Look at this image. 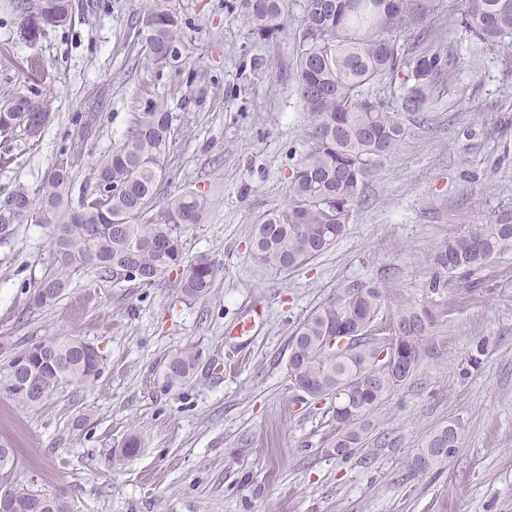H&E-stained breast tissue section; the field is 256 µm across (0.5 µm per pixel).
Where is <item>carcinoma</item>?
I'll return each mask as SVG.
<instances>
[{
    "mask_svg": "<svg viewBox=\"0 0 512 512\" xmlns=\"http://www.w3.org/2000/svg\"><path fill=\"white\" fill-rule=\"evenodd\" d=\"M303 0L296 17L292 0H235L250 34L269 40L287 20L297 33L296 92L309 121V150L292 173L288 209L268 214L255 225L252 257L281 270L298 269L330 250L349 223L370 175L366 165L396 148L402 117L421 121L448 75V58L436 51H415L408 35L423 26L436 0ZM21 30L36 38L48 27L70 20L72 0H13ZM448 25L479 44L497 45L512 38V0H448ZM145 42L148 59L159 64L178 56L176 32L181 17L176 0H145L132 23ZM402 80V93L391 104L373 88ZM53 115L49 100L13 94L0 101V149L10 152L12 137L41 135ZM173 115L162 98L149 100L133 116L123 138L96 159V189L83 193L77 206L64 205L73 188L72 166L53 165L38 201L21 190L11 193L0 215V234L32 210L49 227L54 266L37 283L35 308L56 302L75 270H93L112 280L152 285L182 268L179 291L189 300L210 294L224 266L206 255L184 256L181 232L201 222L208 201L186 192L169 200L167 216L153 223L146 215L166 175ZM512 253V206L497 210L484 224L441 243L430 254L436 269L432 291L448 279H469L492 260ZM382 311L375 288H344L299 321L290 339L289 375L298 391L318 402L330 400L334 435L329 447L349 456L363 446L369 417L388 393L412 376L422 342L434 323L430 309L406 304L390 319L406 368L399 374L374 372L382 338L371 333ZM100 356L75 338H49L19 346L0 367V394L22 408L36 407L64 387H81L96 376ZM195 354L180 350L160 372L167 389L191 378ZM456 423L431 431L413 455L419 473L438 470L459 447ZM16 464V450L0 441V473ZM4 491L23 500H45L43 512H78L74 501L56 491L10 485Z\"/></svg>",
    "mask_w": 512,
    "mask_h": 512,
    "instance_id": "1",
    "label": "carcinoma"
}]
</instances>
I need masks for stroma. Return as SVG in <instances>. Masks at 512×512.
<instances>
[{
	"instance_id": "35a3bbf8",
	"label": "stroma",
	"mask_w": 512,
	"mask_h": 512,
	"mask_svg": "<svg viewBox=\"0 0 512 512\" xmlns=\"http://www.w3.org/2000/svg\"><path fill=\"white\" fill-rule=\"evenodd\" d=\"M11 2L0 0V97H46L54 118L38 141L14 137L0 204L18 189L38 198L62 156L79 200L95 186V159L161 97L173 143L149 218L163 221L171 196L206 197L185 255L224 266L195 301L181 296L177 269L150 286L80 271L53 305L33 308L51 267L49 231L14 221L0 240V344L77 338L101 361L87 385L41 406L0 396V439L18 450L11 482L64 493L80 512H512V253L435 294L428 262L465 223L512 206V46L440 43L463 66L438 88L429 122L404 119L335 247L282 271L255 262L250 239L266 214L287 208L309 148L293 29L259 41L233 0H179V54L155 65L131 26L145 0H72L71 22L33 41ZM89 112L91 129L74 123ZM349 287L378 289L384 314L413 303L435 321L412 377L374 413L365 445L342 458L327 451L328 402L295 401L288 358L297 323ZM254 311L258 331L230 335ZM182 349L196 355L193 377L165 389L160 370ZM231 349L241 361L226 360ZM449 422L462 436L446 467L413 472L425 435ZM132 434L145 449L128 457Z\"/></svg>"
}]
</instances>
